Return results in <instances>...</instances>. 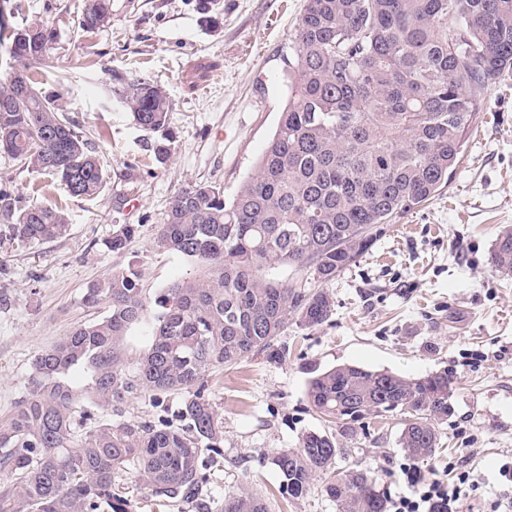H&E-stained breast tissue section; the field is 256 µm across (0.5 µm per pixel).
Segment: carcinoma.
Returning a JSON list of instances; mask_svg holds the SVG:
<instances>
[{"mask_svg":"<svg viewBox=\"0 0 512 512\" xmlns=\"http://www.w3.org/2000/svg\"><path fill=\"white\" fill-rule=\"evenodd\" d=\"M112 0H84L81 26L110 22ZM55 29L35 22L12 33L17 62L0 82L14 98L0 112V152L60 179L77 197L99 193L102 166L88 140L27 74L46 61ZM294 61L279 124L254 173L231 201L224 188L194 183L171 200L156 245L201 263L204 272L146 296L142 273L127 267L88 284L82 302L107 314L79 323L33 360L30 389L0 420V512H128L115 474L132 465L154 497H191L207 480L204 450L217 455L224 423L207 395L215 368L271 351L293 321L301 328L332 314L317 288L349 267L385 225L431 199L457 173L468 133L488 109V92L512 71V0H305L296 20ZM118 95L134 121L159 134L152 143L166 162L175 135L165 90L146 78L121 82ZM15 239L40 242L68 231L61 210L29 206L8 227ZM123 224L114 251L136 235ZM495 271L512 276V228L496 239ZM272 264L298 280L264 274ZM150 324L149 348L127 366L125 337ZM81 366L80 392L67 379ZM145 389L164 415L149 424L97 418L91 407L120 404ZM446 372L408 377L338 365L307 385L312 406L338 432L309 431L273 463L280 493L298 499L313 477L337 512H388L385 492L367 473L335 468L343 441L366 419L398 416L399 445L421 463L439 445L438 425L453 413ZM181 398L174 417L165 403ZM223 512H268L241 490Z\"/></svg>","mask_w":512,"mask_h":512,"instance_id":"1","label":"carcinoma"}]
</instances>
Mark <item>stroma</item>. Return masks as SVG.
I'll return each instance as SVG.
<instances>
[{"label": "stroma", "instance_id": "stroma-1", "mask_svg": "<svg viewBox=\"0 0 512 512\" xmlns=\"http://www.w3.org/2000/svg\"><path fill=\"white\" fill-rule=\"evenodd\" d=\"M304 0H112L109 24L80 27L83 0H0V79L16 63L13 31L42 21L57 39L35 66L42 90L88 139L105 172L101 191L74 197L60 179L0 154V190L16 207L60 208L70 230L21 242L0 211V418L29 391L32 362L76 323L105 315L82 303L86 286L137 262L147 293L201 273L195 261L156 245L174 195L189 184L221 185L233 199L253 173L279 123L284 75ZM142 76L168 93L176 135L166 163L150 148L155 133L120 101L121 80ZM132 179H124V172ZM137 235L119 252L120 225ZM512 226V73L492 92L463 152V170L438 195L388 225L355 263L323 285L334 302L322 325L289 324L274 359L250 356L210 373L209 398L224 422L223 454L198 495L160 502L134 468L115 476L129 512H222L225 498L250 489L268 512H336L314 479L296 500L279 492L272 464L309 430L335 431L310 405L316 373L354 364L418 377L447 371L454 412L440 427V448L421 464L462 492L453 512H512V487L499 468L512 461V277L491 263L493 244ZM399 420L357 430L339 469L374 476L387 496L415 491L404 469ZM265 464H258V457Z\"/></svg>", "mask_w": 512, "mask_h": 512}]
</instances>
